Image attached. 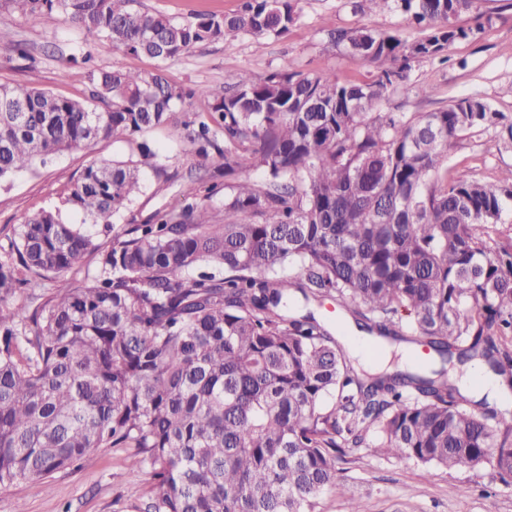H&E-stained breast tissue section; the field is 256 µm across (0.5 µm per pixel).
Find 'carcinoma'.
<instances>
[{"mask_svg": "<svg viewBox=\"0 0 512 512\" xmlns=\"http://www.w3.org/2000/svg\"><path fill=\"white\" fill-rule=\"evenodd\" d=\"M134 0H0L60 10L98 49L175 60L228 36H280L299 0H241L230 15L176 20ZM425 31L404 41L365 26L327 29L377 68L370 83L288 65L224 90L185 89L158 73L88 72L90 100L0 84V181L100 138L184 123L196 154L224 158V223L205 204L157 212L104 246L58 208L29 215L0 254V488L49 482L99 448H130L146 473L142 512H318L344 495L347 448L424 466L490 468L512 481V414L448 377L479 362L512 392V243L490 230L512 213V169L448 178V148L501 124L482 97L434 112H385L411 63L484 32L457 19L474 0H356L389 5ZM158 154L87 165L63 205L94 223L141 191ZM259 170L257 181L250 170ZM97 257L91 281L62 274ZM50 283L33 311L9 302L28 276ZM330 301L370 339L427 346L431 358L359 373L329 322Z\"/></svg>", "mask_w": 512, "mask_h": 512, "instance_id": "1", "label": "carcinoma"}]
</instances>
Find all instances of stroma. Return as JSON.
I'll list each match as a JSON object with an SVG mask.
<instances>
[{"label":"stroma","mask_w":512,"mask_h":512,"mask_svg":"<svg viewBox=\"0 0 512 512\" xmlns=\"http://www.w3.org/2000/svg\"><path fill=\"white\" fill-rule=\"evenodd\" d=\"M240 0H137L142 11H161L179 20L199 13L231 14ZM298 21L283 36H239L191 49L179 59L160 61L120 50L101 53L96 35L80 29L62 11L24 14L0 8V83L22 82L55 95L86 99L88 73L70 63L71 55L89 52L94 67L131 72L159 71L174 85L223 89L240 71L264 78L282 63L303 74L333 71L342 82H368L377 70L359 56L332 49L325 39L329 26H367L420 37L398 10L356 12L352 0H300ZM489 16L485 31L460 41L448 51L447 62L425 59L414 63L408 84L390 88L386 108L392 112H426L477 94L512 118V0H480ZM24 42L35 56L27 65L10 48ZM206 102L187 100L175 115L178 128H161L141 138L101 139L86 148L51 155L48 162L0 183V251L9 249L16 230L28 215L56 205L80 172L95 159H127L138 141L160 155L158 170L144 171L142 191L127 209L113 217L115 229L140 224L156 211L180 212L209 205L213 223L224 221V179L217 176L224 161L200 160L189 151L181 121L203 111ZM451 174L489 179L512 168V147L503 145L492 128L459 138L448 151ZM129 451L103 448L79 467L55 474L50 483L24 481L0 490V512H140L149 496L147 477H132ZM345 496L326 494L318 512H345L348 498L358 499L366 512H512V483H502L490 469L425 467L411 460L347 452L338 461Z\"/></svg>","instance_id":"35a3bbf8"}]
</instances>
